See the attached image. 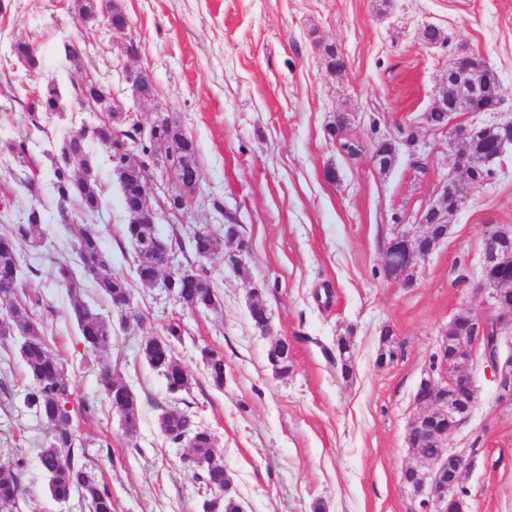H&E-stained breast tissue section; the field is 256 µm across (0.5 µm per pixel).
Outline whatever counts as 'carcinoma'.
<instances>
[{
    "label": "carcinoma",
    "mask_w": 512,
    "mask_h": 512,
    "mask_svg": "<svg viewBox=\"0 0 512 512\" xmlns=\"http://www.w3.org/2000/svg\"><path fill=\"white\" fill-rule=\"evenodd\" d=\"M483 73L489 76L491 93L483 101L475 104L481 112L494 111L503 95V87L496 74L489 68ZM62 108V94L59 85L50 80L37 99V109L52 114ZM161 137L166 144L163 163L174 167L180 178L187 185L194 182L197 168L193 161L194 152L187 151L194 146L192 138L186 136L179 127L171 123L168 117L157 121ZM492 130L486 138L477 143H468L464 150L469 161H474L481 153H488L493 146ZM96 142L108 153L112 160L121 153L127 143H138L143 154L151 156L153 150L142 143L141 131L132 124L125 130H119L112 122L94 127H81L70 132L64 138L59 155L52 159L48 172L50 184L60 203L68 201L76 203L78 209L87 215L98 212L103 206V197L96 179L83 181L78 178L79 167L95 164V156L90 151V143ZM122 190L125 210L137 207L139 202L138 189L142 179L141 168L129 167L118 174ZM45 224V211L40 203L33 204L24 220L19 224L10 225L0 235V281L9 275L19 261L17 243H31L39 238ZM122 235L127 240L137 257V267L141 268L138 276L140 283L152 287L144 278L150 271L149 254L142 249L143 240L154 236V227L149 224H126ZM169 249L180 251L190 250L195 257L203 259L213 254L218 240L209 231L200 233L187 241L176 237L167 241ZM74 250L78 263L70 265L61 263L56 269L57 284L71 295H76L83 283L89 282L112 308L122 311L130 306L131 294L127 281L120 274L112 271V254L107 251L97 234L89 225L77 229ZM190 279L176 289L175 297L185 307L195 310L213 308L217 304L213 282L204 267L189 268ZM19 288H0V313L9 317L15 331L26 336L20 351L26 376L33 383L27 395L29 405L39 413L53 428L50 443L38 453L41 468L49 477V490L52 497L67 499L77 492L88 502L90 512H112V494L108 487L99 483L86 470L82 463L81 453L75 448L76 431L72 428L71 403L73 387L66 378L63 366L51 352L46 336L41 334L40 326L32 317L30 305L21 301ZM70 316L76 321L84 341L99 350L108 348L112 342V324L99 312L80 299H75ZM181 330L176 325L167 328V335L152 340V344L142 348L147 364L166 380L167 390L172 394L187 391L191 379L184 366L174 356L173 348L167 342L178 340ZM323 355L336 376L347 380L353 375V344L345 336L336 338L334 348H322ZM204 363L213 384L221 387L224 384V359L218 354L202 350ZM121 417L125 432L132 435L138 429V411L135 398H130L122 405L114 406ZM162 433L174 444L187 441L191 448L190 460L196 469L202 471V479L211 497L203 502V512H238L236 501L223 496L224 491V459L215 446L212 435L200 428L190 415L177 409L166 411L160 418ZM21 485L18 473L11 469H0V512H15Z\"/></svg>",
    "instance_id": "cac0c4a2"
}]
</instances>
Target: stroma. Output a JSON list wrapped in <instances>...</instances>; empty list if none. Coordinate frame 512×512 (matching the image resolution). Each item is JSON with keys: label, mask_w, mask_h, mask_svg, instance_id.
<instances>
[{"label": "stroma", "mask_w": 512, "mask_h": 512, "mask_svg": "<svg viewBox=\"0 0 512 512\" xmlns=\"http://www.w3.org/2000/svg\"><path fill=\"white\" fill-rule=\"evenodd\" d=\"M140 48L124 52L117 34L84 21L75 0H0V232L42 203L40 246L19 243L25 288L37 304L52 353L75 391L72 426L89 473L112 494L113 512H202L204 486L185 459L188 444L161 432L171 407L211 432L245 512H412L401 481L415 459L406 427L417 411L416 387L430 369L437 340L457 316L481 310L485 233L512 225V146L477 189L461 184V205L446 239L418 258L408 280L387 278L383 253L399 233L417 237L456 168L451 132L426 120L446 81L449 61L468 50L504 88L494 112H456L453 126L512 118V0H116ZM439 31L431 43L425 28ZM29 43L40 62L30 69L12 54ZM78 44L77 59L65 47ZM346 60L328 67L326 47ZM150 68L157 93L136 101L130 71ZM92 75L115 103L150 131L168 116L195 142L199 184L184 189L155 171L151 186L158 229L189 237L199 225L218 238L206 260L215 307L194 311L135 273L121 229L128 222L119 181L103 148L94 177L107 200L99 214L59 216L46 174L51 154L74 129L105 120L77 104L75 89ZM63 109L31 111L48 80ZM343 119L342 139L329 130ZM397 141L387 171L371 161L376 142ZM26 141L18 160L14 143ZM183 195L172 212L166 200ZM236 215L247 243L242 271L227 261L226 214ZM92 225L112 253V269L129 285L133 309L113 311L96 288L81 301L112 324V346L86 344L70 316L72 300L55 280L59 262L74 258L77 224ZM259 292L270 321L249 314ZM179 325L176 357L192 377L190 391L171 395L144 360L142 345ZM395 336L394 359L378 365L383 329ZM349 337L354 374L337 377L322 346ZM288 339V373H276L267 351ZM224 356L216 387L203 348ZM135 395L139 427L126 434L101 384L104 367ZM471 370L478 402L470 422L448 440L471 459L469 512H512V404L499 402L481 352ZM29 380L18 344L0 338V468H18L19 512H89L78 495L55 500L38 461L51 426L25 402Z\"/></svg>", "instance_id": "stroma-1"}]
</instances>
